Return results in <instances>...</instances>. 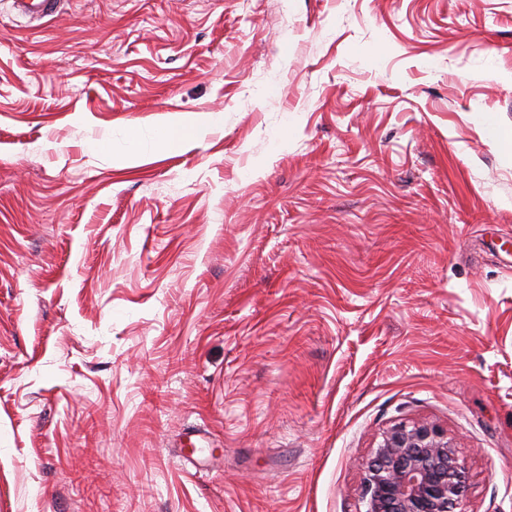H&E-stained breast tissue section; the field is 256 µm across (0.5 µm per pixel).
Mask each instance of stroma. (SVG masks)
<instances>
[{"label":"stroma","mask_w":512,"mask_h":512,"mask_svg":"<svg viewBox=\"0 0 512 512\" xmlns=\"http://www.w3.org/2000/svg\"><path fill=\"white\" fill-rule=\"evenodd\" d=\"M10 4L0 512H361L424 419L512 512V0ZM18 14L34 17L40 22L59 11L64 0H12ZM221 120V114L207 113L201 120L192 125L173 121L159 130L158 141L161 146L167 149L182 148L186 142L202 137L208 130L220 124Z\"/></svg>","instance_id":"1"}]
</instances>
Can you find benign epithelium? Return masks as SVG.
Wrapping results in <instances>:
<instances>
[{
    "instance_id": "obj_1",
    "label": "benign epithelium",
    "mask_w": 512,
    "mask_h": 512,
    "mask_svg": "<svg viewBox=\"0 0 512 512\" xmlns=\"http://www.w3.org/2000/svg\"><path fill=\"white\" fill-rule=\"evenodd\" d=\"M464 464L448 432L419 420L385 430L364 466L363 512H465Z\"/></svg>"
}]
</instances>
